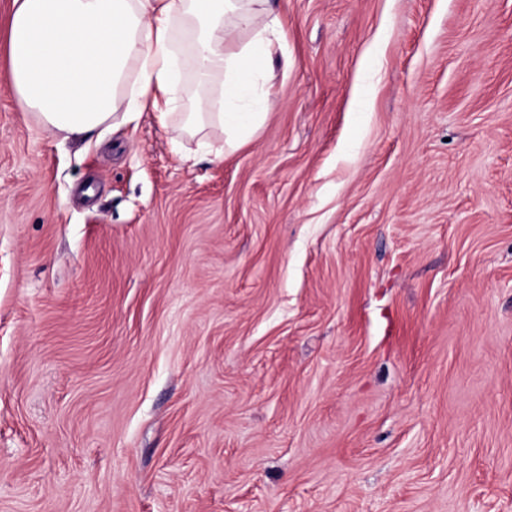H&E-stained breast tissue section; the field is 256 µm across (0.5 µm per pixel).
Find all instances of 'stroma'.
I'll list each match as a JSON object with an SVG mask.
<instances>
[{
  "label": "stroma",
  "instance_id": "1",
  "mask_svg": "<svg viewBox=\"0 0 512 512\" xmlns=\"http://www.w3.org/2000/svg\"><path fill=\"white\" fill-rule=\"evenodd\" d=\"M0 0V512H512V0H275L215 157L19 111Z\"/></svg>",
  "mask_w": 512,
  "mask_h": 512
}]
</instances>
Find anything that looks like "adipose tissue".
Here are the masks:
<instances>
[{
    "instance_id": "obj_1",
    "label": "adipose tissue",
    "mask_w": 512,
    "mask_h": 512,
    "mask_svg": "<svg viewBox=\"0 0 512 512\" xmlns=\"http://www.w3.org/2000/svg\"><path fill=\"white\" fill-rule=\"evenodd\" d=\"M9 77L21 111L69 136L94 134L117 107H152L159 121L180 92L182 45L202 85L184 131L248 143L270 106L280 26L270 0H13ZM249 33L241 42L240 33Z\"/></svg>"
}]
</instances>
